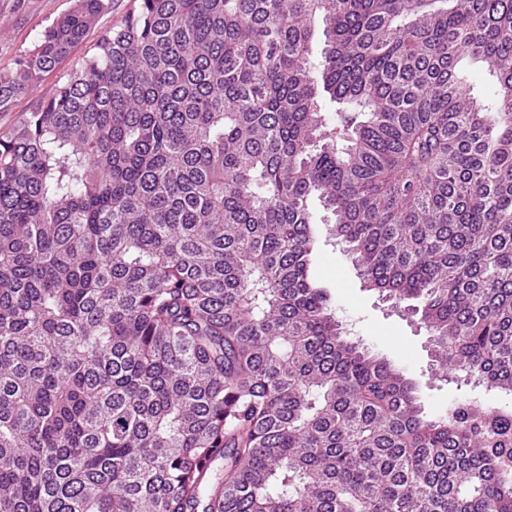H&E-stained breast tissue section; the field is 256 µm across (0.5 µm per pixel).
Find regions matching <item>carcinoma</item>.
Wrapping results in <instances>:
<instances>
[{
    "mask_svg": "<svg viewBox=\"0 0 512 512\" xmlns=\"http://www.w3.org/2000/svg\"><path fill=\"white\" fill-rule=\"evenodd\" d=\"M313 197L438 368L512 393V0H140L0 133V512H512V409L429 419L346 335ZM462 70L466 76L467 85L470 86L471 94L478 101L481 102L494 94L496 87L493 78L479 64L465 61Z\"/></svg>",
    "mask_w": 512,
    "mask_h": 512,
    "instance_id": "cac0c4a2",
    "label": "carcinoma"
}]
</instances>
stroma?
Returning <instances> with one entry per match:
<instances>
[{"label":"stroma","mask_w":512,"mask_h":512,"mask_svg":"<svg viewBox=\"0 0 512 512\" xmlns=\"http://www.w3.org/2000/svg\"><path fill=\"white\" fill-rule=\"evenodd\" d=\"M138 5L139 0H106L85 42L0 112V132L20 126L49 98L59 78L89 53L102 33L126 19ZM74 6L75 0H0V72L13 70L17 60L35 48L46 27ZM310 269L313 278L328 289L331 307L351 337L363 339L372 354L388 359L413 381L426 415L446 412L449 403L459 397L486 406L512 403L511 395L486 393L464 384L462 379L447 381L436 376L427 331L407 320L377 293L364 289L351 257L328 231L319 235Z\"/></svg>","instance_id":"stroma-1"}]
</instances>
